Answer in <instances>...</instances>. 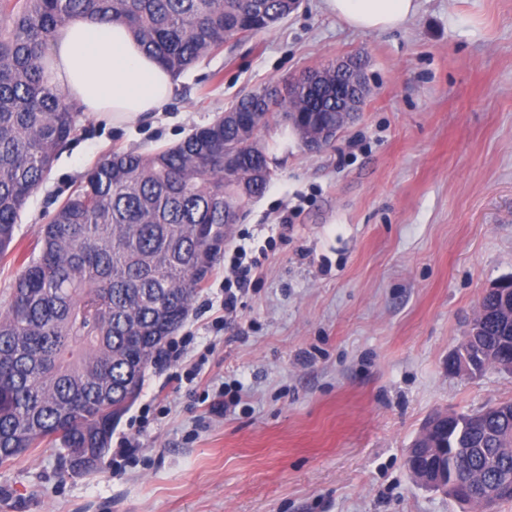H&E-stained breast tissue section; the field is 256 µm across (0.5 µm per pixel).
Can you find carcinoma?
<instances>
[{
    "label": "carcinoma",
    "instance_id": "cac0c4a2",
    "mask_svg": "<svg viewBox=\"0 0 512 512\" xmlns=\"http://www.w3.org/2000/svg\"><path fill=\"white\" fill-rule=\"evenodd\" d=\"M299 0H0V261L17 259L26 201L77 131L81 110L43 78L42 61L66 21L125 25L173 77L236 37L288 18ZM299 109L305 134L336 120V75L316 92L265 87L227 113L150 153L115 150L89 170L38 229L0 311V466L32 448L71 458L108 453L112 432L146 370L189 312L229 236L226 212L247 209L270 178L269 130ZM262 121V129L256 121ZM237 165L224 168V152ZM482 298L472 348L496 365L512 321ZM448 474L506 486L512 501V402L453 413Z\"/></svg>",
    "mask_w": 512,
    "mask_h": 512
}]
</instances>
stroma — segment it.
<instances>
[{
	"mask_svg": "<svg viewBox=\"0 0 512 512\" xmlns=\"http://www.w3.org/2000/svg\"><path fill=\"white\" fill-rule=\"evenodd\" d=\"M354 57L368 93L331 147L268 132L272 178L175 333L184 356L147 370L113 433L139 454L64 475L28 451L0 467V512H472L420 488L406 450L437 412L512 401V372L448 371L485 291L512 276V0H421L388 31L300 0L181 74L135 128L82 114L15 242L30 252L113 150L175 144L249 91ZM241 244L263 273L228 321L224 255ZM225 385L241 395L230 414L212 409Z\"/></svg>",
	"mask_w": 512,
	"mask_h": 512,
	"instance_id": "obj_1",
	"label": "stroma"
}]
</instances>
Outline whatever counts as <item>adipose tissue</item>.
<instances>
[{
	"label": "adipose tissue",
	"instance_id": "ef3b65f1",
	"mask_svg": "<svg viewBox=\"0 0 512 512\" xmlns=\"http://www.w3.org/2000/svg\"><path fill=\"white\" fill-rule=\"evenodd\" d=\"M325 9L359 30L403 26L419 0H324ZM49 85L64 89L82 111L117 128L132 127L170 99L174 78L120 24L69 20L45 53Z\"/></svg>",
	"mask_w": 512,
	"mask_h": 512
}]
</instances>
